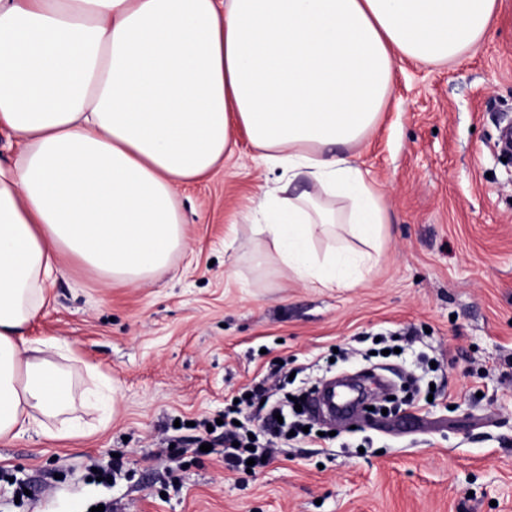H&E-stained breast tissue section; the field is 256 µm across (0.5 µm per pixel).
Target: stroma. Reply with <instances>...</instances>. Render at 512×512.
<instances>
[{
  "label": "stroma",
  "instance_id": "stroma-1",
  "mask_svg": "<svg viewBox=\"0 0 512 512\" xmlns=\"http://www.w3.org/2000/svg\"><path fill=\"white\" fill-rule=\"evenodd\" d=\"M395 67L388 106L351 150L387 212L360 284L311 288L260 266L250 226L283 174L244 137L179 187L186 244L167 269L112 286L61 257L25 338L65 339L114 404L81 408L72 437L33 424L0 441V512H512V162L496 150L512 121V0L454 64ZM408 331L414 343L372 354L373 337ZM278 360L314 387L374 363L421 389L372 422L314 424L253 473L225 469L223 446L198 453L200 421ZM117 455L125 476L90 481Z\"/></svg>",
  "mask_w": 512,
  "mask_h": 512
}]
</instances>
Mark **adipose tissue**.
<instances>
[{"instance_id":"1","label":"adipose tissue","mask_w":512,"mask_h":512,"mask_svg":"<svg viewBox=\"0 0 512 512\" xmlns=\"http://www.w3.org/2000/svg\"><path fill=\"white\" fill-rule=\"evenodd\" d=\"M497 0H0V440L37 417L80 427L64 339L29 342L68 255L134 286L185 243L176 188L240 136L308 188L268 191L252 225L269 264L350 288L378 263L379 196L349 151L376 124L396 58L448 64ZM346 233L365 252L318 254Z\"/></svg>"}]
</instances>
